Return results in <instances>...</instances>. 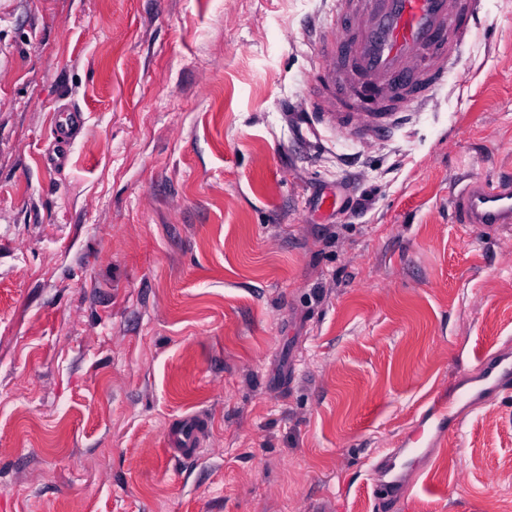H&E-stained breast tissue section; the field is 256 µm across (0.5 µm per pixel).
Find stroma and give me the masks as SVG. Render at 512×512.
Wrapping results in <instances>:
<instances>
[{
  "instance_id": "1",
  "label": "stroma",
  "mask_w": 512,
  "mask_h": 512,
  "mask_svg": "<svg viewBox=\"0 0 512 512\" xmlns=\"http://www.w3.org/2000/svg\"><path fill=\"white\" fill-rule=\"evenodd\" d=\"M330 11L0 0V512H512V393L400 503L366 487L422 401L512 349V239L452 206L512 172V0L369 137L312 110ZM84 125V113L82 111L68 109L63 114L56 116L54 130L56 136L68 139L67 146L71 143V137H66L67 134L74 133ZM201 428L202 424L197 419L187 423L182 428L181 440L177 445L180 448H173L174 455L180 458H188L194 455L197 450Z\"/></svg>"
}]
</instances>
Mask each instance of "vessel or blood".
I'll return each instance as SVG.
<instances>
[{"mask_svg":"<svg viewBox=\"0 0 512 512\" xmlns=\"http://www.w3.org/2000/svg\"><path fill=\"white\" fill-rule=\"evenodd\" d=\"M336 28L318 49L312 75L314 107L326 120L361 134L389 128L397 114L426 105L460 64L480 15L478 0H334ZM459 223L480 231L512 228V177L494 186L471 182L454 197ZM512 391V355L482 360L456 389L455 403H431L422 411L410 446L382 452L371 465V495L397 496L418 460L431 455L432 431L461 428L458 405L471 406L489 393ZM202 425L181 433L177 457L194 455Z\"/></svg>","mask_w":512,"mask_h":512,"instance_id":"1","label":"vessel or blood"}]
</instances>
